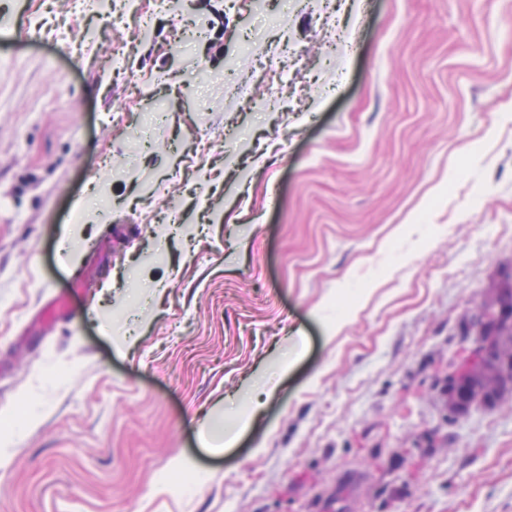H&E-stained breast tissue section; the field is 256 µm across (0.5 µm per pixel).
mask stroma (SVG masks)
<instances>
[{"label":"stroma","instance_id":"1","mask_svg":"<svg viewBox=\"0 0 512 512\" xmlns=\"http://www.w3.org/2000/svg\"><path fill=\"white\" fill-rule=\"evenodd\" d=\"M510 282L512 0H0V512H512ZM494 304L479 307L463 333L456 361L444 379L448 406L456 418L466 417L474 406L498 401L512 393V358L502 356L501 339L487 336V311ZM257 408L246 410L237 413L233 422L232 429L229 430L225 436L222 434L220 437H216L213 433V429L208 419L202 422L204 432L202 433L204 446L210 448L214 452H221L225 448H231L237 437L250 429V427L256 421Z\"/></svg>","mask_w":512,"mask_h":512}]
</instances>
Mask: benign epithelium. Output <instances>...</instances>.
Returning <instances> with one entry per match:
<instances>
[{
	"label": "benign epithelium",
	"instance_id": "7a95c632",
	"mask_svg": "<svg viewBox=\"0 0 512 512\" xmlns=\"http://www.w3.org/2000/svg\"><path fill=\"white\" fill-rule=\"evenodd\" d=\"M487 321L486 308L481 306L471 317L457 359L444 379L448 406L457 418L512 393V358L501 354L499 337L487 335Z\"/></svg>",
	"mask_w": 512,
	"mask_h": 512
}]
</instances>
